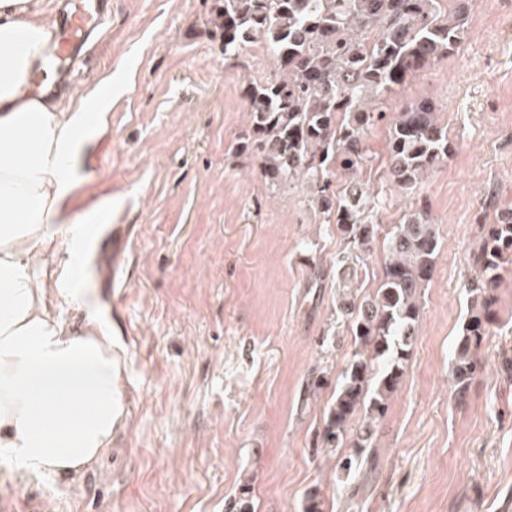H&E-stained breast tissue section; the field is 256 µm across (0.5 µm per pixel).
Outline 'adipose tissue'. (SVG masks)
Wrapping results in <instances>:
<instances>
[{
  "mask_svg": "<svg viewBox=\"0 0 512 512\" xmlns=\"http://www.w3.org/2000/svg\"><path fill=\"white\" fill-rule=\"evenodd\" d=\"M40 0H0V463L25 475H75L95 464L120 421L118 358L96 320L70 329L59 300L88 307L73 287L79 225L59 240L91 118L104 100L69 112L37 93L34 74L54 24Z\"/></svg>",
  "mask_w": 512,
  "mask_h": 512,
  "instance_id": "ef3b65f1",
  "label": "adipose tissue"
}]
</instances>
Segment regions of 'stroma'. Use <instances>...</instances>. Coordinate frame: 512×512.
Here are the masks:
<instances>
[{
    "label": "stroma",
    "mask_w": 512,
    "mask_h": 512,
    "mask_svg": "<svg viewBox=\"0 0 512 512\" xmlns=\"http://www.w3.org/2000/svg\"><path fill=\"white\" fill-rule=\"evenodd\" d=\"M209 0H112L89 63L70 74L75 107L106 97L105 130L82 156L67 208L92 214L75 285L88 289L121 357L123 422L109 452L75 477L0 466V500L41 512H512V266L464 395L455 351L471 313L464 284L483 225L512 208V0H476L464 42L418 71L385 112L431 97L453 147L410 195L386 171L387 124L368 131L356 177L381 227L422 199L442 246L422 288L419 333L373 439L369 477L311 444L333 388L308 397L315 368L336 379L354 351L336 314L335 225L300 189L273 192L238 153L245 85L271 68L263 45L224 57ZM327 268L307 285L311 264Z\"/></svg>",
    "instance_id": "1"
}]
</instances>
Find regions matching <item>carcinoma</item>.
<instances>
[{"label":"carcinoma","mask_w":512,"mask_h":512,"mask_svg":"<svg viewBox=\"0 0 512 512\" xmlns=\"http://www.w3.org/2000/svg\"><path fill=\"white\" fill-rule=\"evenodd\" d=\"M475 0H211L210 24L224 40V59L263 44L271 63L266 79L246 90L249 122L238 149L258 159L268 188L301 183L324 224L336 225L345 254L336 261L343 294L338 313L351 322L355 350L336 381L326 423L313 442L351 472L368 458L372 435L398 389L418 334L420 289L431 279L439 251L437 226L422 205L409 207L385 236V261L376 294L356 301L353 279L379 233L381 203L350 182L333 188V175H352L369 161L365 138L387 120V176L413 192L448 157V130L429 97L395 117L375 107L433 60L453 54L467 32ZM512 262V209L488 225L474 255L475 276L464 284L477 308L456 349L454 382L466 391L478 372L474 350L492 322L490 291ZM361 423L352 444L349 424Z\"/></svg>","instance_id":"cac0c4a2"}]
</instances>
